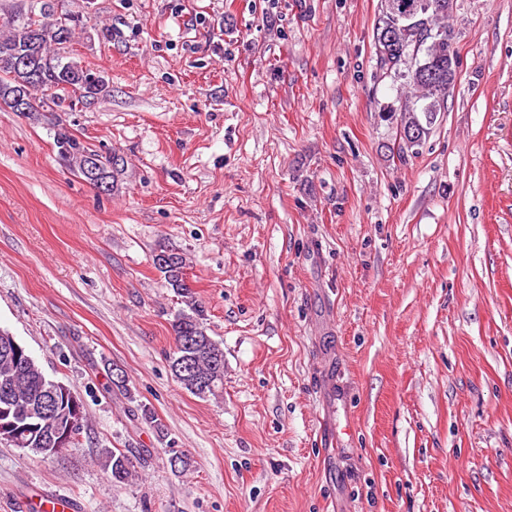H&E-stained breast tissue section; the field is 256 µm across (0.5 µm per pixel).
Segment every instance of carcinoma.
<instances>
[{"mask_svg":"<svg viewBox=\"0 0 512 512\" xmlns=\"http://www.w3.org/2000/svg\"><path fill=\"white\" fill-rule=\"evenodd\" d=\"M390 0H382L374 28L377 66L392 80H403L413 93L403 94L396 102L384 108L386 120L396 123L401 133L407 129L421 130V140L429 136L436 113L444 108L448 96V81L433 85L416 75V70L438 68L448 64V17L454 0H442V10L428 9L412 18L407 26L395 23L389 10ZM78 19L54 12L53 3L40 0V6H31L25 13L6 25L0 34V62L12 59L29 50L28 34L36 29L42 32L37 56L42 75L30 77L23 69L0 67V106L14 109L15 97L28 101V116L40 118L57 103L67 104L74 111L88 103L76 77L86 67L63 45L71 40ZM56 146L66 169L83 177L84 169L92 162L101 164L100 172L113 184L121 172L111 165V154L101 153L81 141L67 127L54 124ZM187 260L177 252L175 260L166 268H158L167 287L183 299L186 308L179 310L171 323L175 348L169 357L172 373L181 386L202 399L217 397L224 390V349L206 332L202 310L194 300V292L185 281ZM58 382L48 378L28 350L8 331L0 330V409L6 407L21 428V442L15 447L44 457L50 447L52 427L39 416L43 402L52 398ZM105 466L110 469L112 482L125 483L135 472L134 461L125 452L105 453Z\"/></svg>","mask_w":512,"mask_h":512,"instance_id":"1","label":"carcinoma"}]
</instances>
